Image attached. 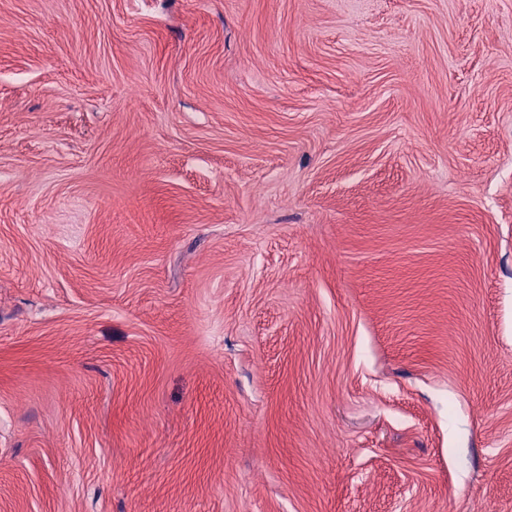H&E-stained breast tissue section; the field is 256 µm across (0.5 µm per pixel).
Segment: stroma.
Here are the masks:
<instances>
[{
  "label": "stroma",
  "instance_id": "stroma-1",
  "mask_svg": "<svg viewBox=\"0 0 512 512\" xmlns=\"http://www.w3.org/2000/svg\"><path fill=\"white\" fill-rule=\"evenodd\" d=\"M0 512H512V0H0Z\"/></svg>",
  "mask_w": 512,
  "mask_h": 512
}]
</instances>
